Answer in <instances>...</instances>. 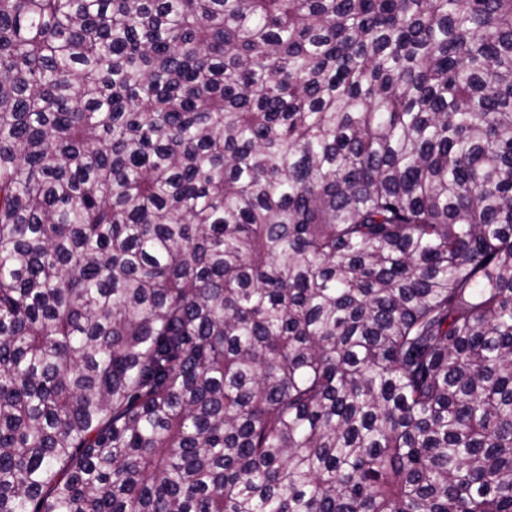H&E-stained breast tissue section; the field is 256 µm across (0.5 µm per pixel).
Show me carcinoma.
Returning <instances> with one entry per match:
<instances>
[{
    "mask_svg": "<svg viewBox=\"0 0 512 512\" xmlns=\"http://www.w3.org/2000/svg\"><path fill=\"white\" fill-rule=\"evenodd\" d=\"M0 512H512V0H0Z\"/></svg>",
    "mask_w": 512,
    "mask_h": 512,
    "instance_id": "obj_1",
    "label": "carcinoma"
}]
</instances>
